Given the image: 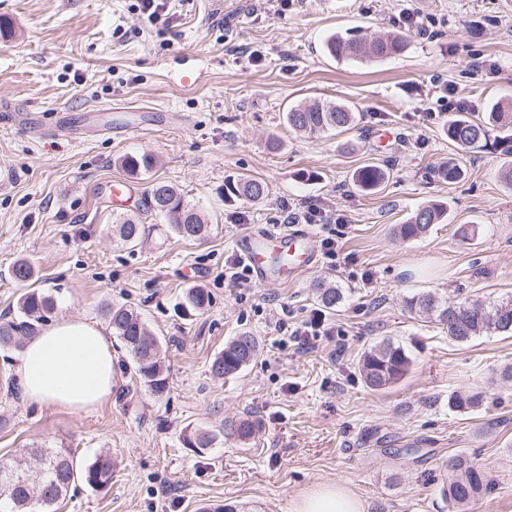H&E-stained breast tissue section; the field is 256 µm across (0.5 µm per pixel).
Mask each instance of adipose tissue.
<instances>
[{"label": "adipose tissue", "instance_id": "adipose-tissue-1", "mask_svg": "<svg viewBox=\"0 0 512 512\" xmlns=\"http://www.w3.org/2000/svg\"><path fill=\"white\" fill-rule=\"evenodd\" d=\"M108 324L84 317L48 323L28 339L16 368L24 401L38 408L87 413L110 399L120 382ZM291 512H362L343 487L325 482L296 499Z\"/></svg>", "mask_w": 512, "mask_h": 512}]
</instances>
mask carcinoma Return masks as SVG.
I'll list each match as a JSON object with an SVG mask.
<instances>
[{
	"instance_id": "obj_1",
	"label": "carcinoma",
	"mask_w": 512,
	"mask_h": 512,
	"mask_svg": "<svg viewBox=\"0 0 512 512\" xmlns=\"http://www.w3.org/2000/svg\"><path fill=\"white\" fill-rule=\"evenodd\" d=\"M330 55L356 62H375L405 51L406 38L392 32L366 45L355 33L333 35L326 43ZM286 121L294 131L304 134H321L348 128L356 121L355 112L347 105L314 100L293 106L286 112ZM512 131V111L492 105L485 116L474 119L461 112L450 117L444 128L448 140L467 149L487 146L488 127ZM156 160L151 154L128 155L122 166L131 173L154 168ZM388 163H368L358 167L353 175L355 184L364 191L377 189L387 178ZM228 195L247 201H259L265 196L264 184L253 178H238L225 185ZM148 209L167 221L172 233L185 240L203 237L208 225L181 193L166 182H156L148 194ZM445 209L439 203H428L396 228L404 240L417 239L429 232L444 217ZM145 226L129 214L112 218V234L121 244L134 248L142 242ZM210 296L202 288L187 289L181 303L186 316L200 313L209 305ZM407 306L410 311L433 316L448 327V338L457 343L491 334L512 335V298L506 300H480L466 298L448 302L428 292L412 297ZM56 310L55 300L44 292L30 288L22 293L16 304L13 318L0 321V348L20 349L25 340L35 336L49 323ZM108 325L130 357L129 371L135 384L160 397L168 390L163 372L164 345L166 342L151 336L140 313L124 304L107 303L102 307ZM258 342L248 333H242L227 343L210 364L216 378L232 376L246 367L256 356ZM412 360L405 349L392 342L383 341L365 352L361 358L360 373L367 387L386 389L408 374ZM484 392L473 391L457 394L448 401L456 411L473 410L483 404ZM214 435L200 429L185 436V444L197 452L212 445ZM31 454L41 462L45 477L29 482H15L3 488L12 512H52V507L65 497L73 486L82 483L93 489L107 487L112 481V462L97 457L93 462L77 468L70 448H33ZM491 490L486 472L466 454L448 458L443 472L442 494L456 508L463 509L479 501Z\"/></svg>"
}]
</instances>
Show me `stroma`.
<instances>
[{
  "label": "stroma",
  "instance_id": "35a3bbf8",
  "mask_svg": "<svg viewBox=\"0 0 512 512\" xmlns=\"http://www.w3.org/2000/svg\"><path fill=\"white\" fill-rule=\"evenodd\" d=\"M138 0H0V319L13 317L21 286L15 262L33 267L36 288L56 316L101 319L106 303L141 313L167 341L162 397L135 389L129 375L110 401L87 414L26 405L15 368L20 353L0 349V460L28 448L73 449L77 465L112 458V482L78 485L56 512H290L318 484L339 483L363 512H457L441 493L449 456L470 455L494 479L470 512H512V337L449 340L409 298L433 292L512 297V155L499 130L467 151L448 140L439 115L442 85L462 111L512 103V0H165L156 22ZM417 19L409 26L403 14ZM356 30L369 41L406 36V50L377 62L330 56L327 39ZM484 61L476 70L475 61ZM355 109V126L307 135L288 127L289 107L316 99ZM157 164L128 174L126 155ZM456 159L463 177L434 170ZM394 160L375 191L355 186L368 162ZM245 175L267 195L245 202L224 183ZM129 179L134 195L109 201L108 185ZM174 185L210 226L182 240L146 210L153 182ZM445 206L424 237L394 234L419 206ZM333 206L342 223L313 224L314 241L336 239L337 264L318 258L292 280L224 286V262L241 239L287 228L286 209ZM146 227L135 248L112 236L113 215ZM469 236H461L460 228ZM324 282L342 294L326 312L345 332L300 352L276 335L272 318L304 321ZM206 288L204 313L177 304ZM255 336L256 359L214 379L213 357L241 333ZM391 341L413 364L399 383L373 391L359 361ZM473 388L485 403L459 413L451 395ZM251 420L249 440L237 436ZM212 431L211 448L184 443L186 428Z\"/></svg>",
  "mask_w": 512,
  "mask_h": 512
}]
</instances>
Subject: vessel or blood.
Masks as SVG:
<instances>
[{
	"label": "vessel or blood",
	"mask_w": 512,
	"mask_h": 512,
	"mask_svg": "<svg viewBox=\"0 0 512 512\" xmlns=\"http://www.w3.org/2000/svg\"><path fill=\"white\" fill-rule=\"evenodd\" d=\"M243 253L251 263L254 272L264 278L274 274L267 264L270 255L275 253L290 255L293 259L292 266L280 269L275 273L284 281L291 279L297 268L309 265L315 259L310 234L299 230L269 231L249 237Z\"/></svg>",
	"instance_id": "1"
}]
</instances>
